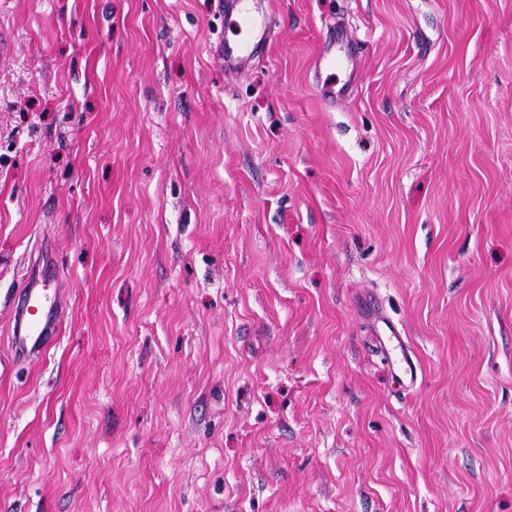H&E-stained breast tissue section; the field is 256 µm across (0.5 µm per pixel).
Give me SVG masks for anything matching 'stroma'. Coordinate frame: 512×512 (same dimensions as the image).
<instances>
[{
	"label": "stroma",
	"instance_id": "obj_1",
	"mask_svg": "<svg viewBox=\"0 0 512 512\" xmlns=\"http://www.w3.org/2000/svg\"><path fill=\"white\" fill-rule=\"evenodd\" d=\"M251 3L0 0V512H512V0ZM51 249L40 250L39 258L25 271L24 287L16 294L15 329L11 336L13 362L26 364L41 357L59 334V303L50 294L51 281L58 274Z\"/></svg>",
	"mask_w": 512,
	"mask_h": 512
}]
</instances>
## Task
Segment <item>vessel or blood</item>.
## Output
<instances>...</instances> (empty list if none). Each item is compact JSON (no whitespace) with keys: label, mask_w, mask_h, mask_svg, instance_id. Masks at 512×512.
<instances>
[{"label":"vessel or blood","mask_w":512,"mask_h":512,"mask_svg":"<svg viewBox=\"0 0 512 512\" xmlns=\"http://www.w3.org/2000/svg\"><path fill=\"white\" fill-rule=\"evenodd\" d=\"M55 274L51 251L47 248L41 250L38 259L24 273V286L17 293L11 338L14 363L26 364L38 359L59 333V303L49 290Z\"/></svg>","instance_id":"obj_1"}]
</instances>
